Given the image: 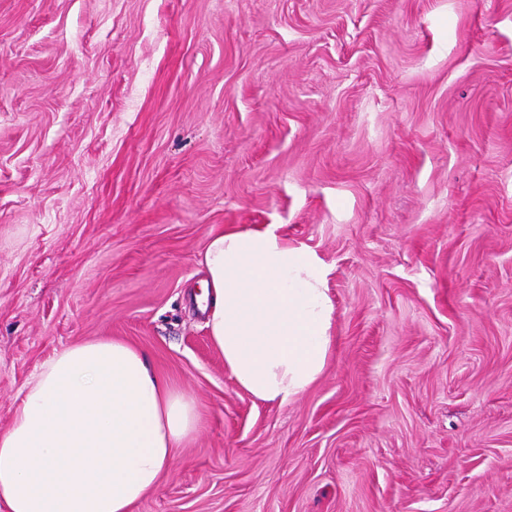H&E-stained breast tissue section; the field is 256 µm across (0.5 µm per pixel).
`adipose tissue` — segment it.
<instances>
[{"label": "adipose tissue", "instance_id": "adipose-tissue-1", "mask_svg": "<svg viewBox=\"0 0 512 512\" xmlns=\"http://www.w3.org/2000/svg\"><path fill=\"white\" fill-rule=\"evenodd\" d=\"M205 327L237 385L280 404L331 353L334 306L321 259L271 228L208 236ZM193 397L114 339L45 363L0 433V512H132L198 428Z\"/></svg>", "mask_w": 512, "mask_h": 512}]
</instances>
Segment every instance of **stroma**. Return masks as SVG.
Instances as JSON below:
<instances>
[{"label":"stroma","instance_id":"obj_1","mask_svg":"<svg viewBox=\"0 0 512 512\" xmlns=\"http://www.w3.org/2000/svg\"><path fill=\"white\" fill-rule=\"evenodd\" d=\"M253 226L335 306L285 404L194 300ZM101 337L199 413L133 512H512V0H0V431Z\"/></svg>","mask_w":512,"mask_h":512}]
</instances>
